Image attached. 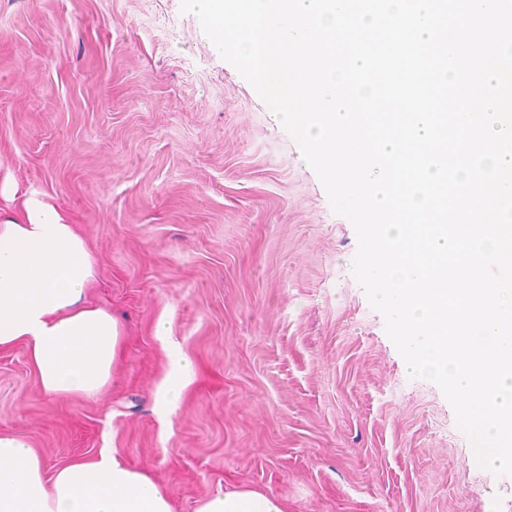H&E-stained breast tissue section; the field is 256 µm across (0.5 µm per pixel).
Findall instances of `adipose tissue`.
Returning a JSON list of instances; mask_svg holds the SVG:
<instances>
[{
  "label": "adipose tissue",
  "mask_w": 512,
  "mask_h": 512,
  "mask_svg": "<svg viewBox=\"0 0 512 512\" xmlns=\"http://www.w3.org/2000/svg\"><path fill=\"white\" fill-rule=\"evenodd\" d=\"M95 278L85 238L50 202L31 197L0 218V350L23 346L43 392L96 398L113 380L122 327L111 312L84 303ZM156 387V409L173 414L193 376L175 345ZM0 512H173L168 491L143 471L103 454L47 474L25 438L0 433ZM196 512H286L283 502L254 490H229Z\"/></svg>",
  "instance_id": "obj_1"
}]
</instances>
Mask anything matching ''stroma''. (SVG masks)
<instances>
[{"label":"stroma","instance_id":"stroma-1","mask_svg":"<svg viewBox=\"0 0 512 512\" xmlns=\"http://www.w3.org/2000/svg\"><path fill=\"white\" fill-rule=\"evenodd\" d=\"M0 212L31 196L88 240L124 328L94 399L0 351V431L54 472L113 454L195 512L251 488L288 512H512L351 272L357 237L295 140L180 0H0ZM169 326L160 340L159 321ZM178 345L195 375L154 407Z\"/></svg>","mask_w":512,"mask_h":512}]
</instances>
